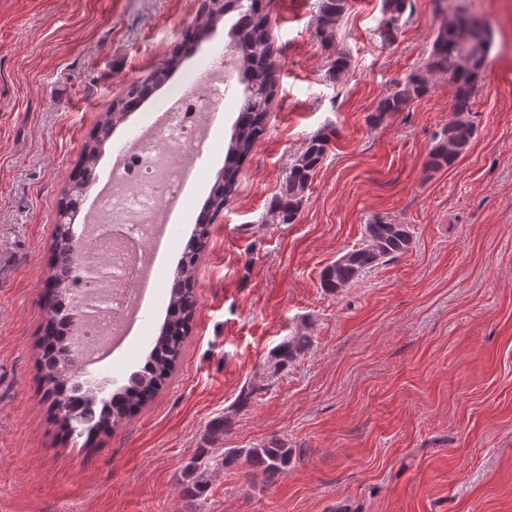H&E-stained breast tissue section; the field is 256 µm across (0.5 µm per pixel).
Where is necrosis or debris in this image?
<instances>
[{"instance_id":"obj_1","label":"necrosis or debris","mask_w":512,"mask_h":512,"mask_svg":"<svg viewBox=\"0 0 512 512\" xmlns=\"http://www.w3.org/2000/svg\"><path fill=\"white\" fill-rule=\"evenodd\" d=\"M231 78L223 57L203 63L187 86L172 90L159 119L116 150L95 190L69 295L79 314L71 342L87 365L133 343L147 289L161 285L159 247L173 236L172 215L189 201L192 169L212 146L213 120Z\"/></svg>"}]
</instances>
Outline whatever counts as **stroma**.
I'll return each mask as SVG.
<instances>
[{
  "label": "stroma",
  "instance_id": "stroma-1",
  "mask_svg": "<svg viewBox=\"0 0 512 512\" xmlns=\"http://www.w3.org/2000/svg\"><path fill=\"white\" fill-rule=\"evenodd\" d=\"M203 0H0V512H190L182 469L201 449L277 438L299 451L266 487L216 474L210 512H512V0H462L493 47L472 105L474 138L450 168L426 160L453 92L432 82L409 109L378 101L430 49L437 0H409L393 41L381 0H348L333 35L319 0H270L281 67L268 132L198 255V308L183 361L111 435H62L36 382L34 341L58 202L91 130L125 86L180 43ZM347 54L344 83L330 59ZM242 88L232 85L192 201L163 259L172 276L218 172ZM332 133L296 221L268 212L293 157ZM410 225L411 248L343 291L321 269L374 217ZM103 377L124 385L165 317ZM303 331L279 373L271 352ZM254 387L245 408L241 392ZM229 423L218 442L208 424Z\"/></svg>",
  "mask_w": 512,
  "mask_h": 512
}]
</instances>
